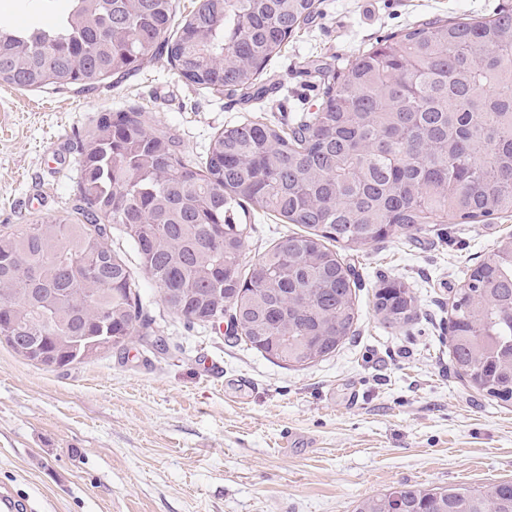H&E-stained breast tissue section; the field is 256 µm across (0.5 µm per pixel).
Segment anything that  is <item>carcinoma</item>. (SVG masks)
I'll use <instances>...</instances> for the list:
<instances>
[{
	"label": "carcinoma",
	"mask_w": 512,
	"mask_h": 512,
	"mask_svg": "<svg viewBox=\"0 0 512 512\" xmlns=\"http://www.w3.org/2000/svg\"><path fill=\"white\" fill-rule=\"evenodd\" d=\"M36 0L52 25L0 23V83L90 90L159 52L180 77L249 91L319 0ZM323 97L286 132L227 127L197 165L142 107L104 113L80 140L75 203L50 221L0 224V343L46 369L71 344L120 349L139 332V283L112 248L131 242L166 309L221 325L268 359L302 367L355 330L356 283L340 251L437 224L512 213V12L433 18L318 67ZM295 234L244 261L243 205ZM375 311L391 325L416 299L387 281ZM450 356L473 388L512 399V236L484 255L451 305ZM24 336L19 346L15 337ZM512 512V481L394 487L356 512Z\"/></svg>",
	"instance_id": "carcinoma-1"
}]
</instances>
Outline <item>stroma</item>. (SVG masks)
<instances>
[{"label": "stroma", "instance_id": "stroma-1", "mask_svg": "<svg viewBox=\"0 0 512 512\" xmlns=\"http://www.w3.org/2000/svg\"><path fill=\"white\" fill-rule=\"evenodd\" d=\"M497 8L512 0H321L265 68L255 99L192 86L163 56L86 92L1 84L0 224L48 221L71 206L74 135L100 114L147 108L199 161L227 126L261 116L285 128L314 111L313 64L340 68L419 21ZM245 221L250 260L298 231L252 208ZM510 233L509 213L344 253L357 277L355 333L301 368L185 324L145 277L142 313L160 346L135 338L46 371L0 344V493L18 512H354L401 485L512 481V404L457 376L448 329L467 271ZM383 277L413 291L407 325L375 311Z\"/></svg>", "mask_w": 512, "mask_h": 512}]
</instances>
